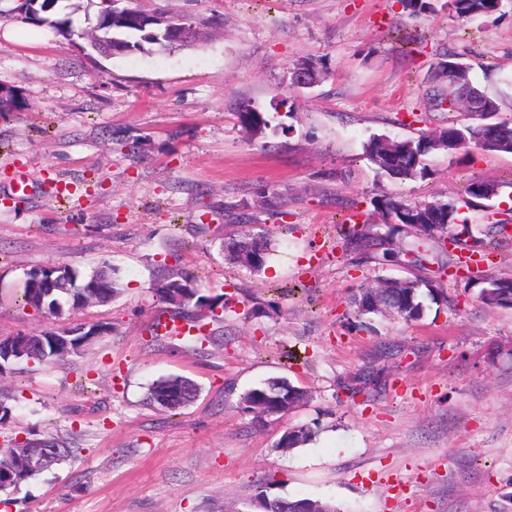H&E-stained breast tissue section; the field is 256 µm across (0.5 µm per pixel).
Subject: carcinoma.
<instances>
[{
    "label": "carcinoma",
    "mask_w": 512,
    "mask_h": 512,
    "mask_svg": "<svg viewBox=\"0 0 512 512\" xmlns=\"http://www.w3.org/2000/svg\"><path fill=\"white\" fill-rule=\"evenodd\" d=\"M402 7L409 15L420 17L431 10L430 0H400ZM449 12L459 18H475L496 13L503 7V0H448ZM166 21L176 22L181 19L191 27V34L185 39H169L162 32L142 29L125 24L123 21L103 23L97 33L103 40H123L128 42L133 51H146L145 45H157L164 49H176L186 46L196 39L198 31L204 29L205 21L185 16L159 15ZM35 26L47 25L56 31L71 37L76 27L73 26L71 14L67 13L62 18L50 19L41 16L31 21ZM434 79L439 82L438 89L433 94L434 104L443 106L459 104L472 93L486 95V92L474 87L469 80L468 71L460 73L445 72L436 68ZM493 104V123L498 127L496 138L505 144L502 151L512 153V118L500 116L501 108L496 99H491ZM237 118L241 126L252 136L263 134L269 126L263 114L255 110L251 104L243 103L239 106ZM445 140L454 138L460 149L452 150L469 151L482 143L486 138V132L480 125L458 124L452 122L448 126L439 129L434 134H422L416 138L404 140L391 139L383 135L372 136L364 145L367 158L382 172L393 179L410 180L426 175V167L423 157L434 150L433 137ZM374 211L380 214L384 223L396 222L406 227L412 226L414 230L428 233L424 228L426 224H442L444 228L437 232L441 236H452L457 245H465L467 241L461 238L460 230L468 232V226L456 225L458 219V207L453 201H439V207L432 208L421 201H412L399 196L383 195L371 201ZM336 234L343 240L346 247L353 250L368 251L375 243L372 238L360 233L354 224L336 225ZM270 255V244L262 234L249 231L243 232L237 238L224 243V260L232 266L244 267L253 273L260 272L266 265ZM427 290L432 299H448L443 290L432 285L428 280L415 276L411 279L377 278L372 283L359 285L349 298L351 306L356 313L364 314L363 305L370 294L387 302L386 309L400 315L407 322L421 319L423 304L420 301L421 290ZM118 281L113 277L112 270L101 269L84 281H79L78 273L63 265L53 266L51 269L40 268L27 273L24 283L23 297L26 305L39 313H50L61 318L69 312L68 305L74 294L86 293L87 302L90 304H105L114 299L119 293ZM153 291L158 301L166 305V312L172 319H179L188 323L196 335L187 337L191 342H201L206 339L204 329L208 321H218L222 310L228 306V300L221 298H209L199 294L195 287V276L186 271L169 270L162 274L154 284ZM512 288H495L493 293H486L482 288L478 292V298L486 305L494 307L504 306L503 297L511 296ZM199 388L189 378L173 375L161 378L151 384L148 392V400L151 404L168 410H176L194 402L198 396ZM308 398L307 390L291 384L284 377L271 378L262 386L252 388L241 396L245 407L257 414L268 413L270 415H284L299 406ZM310 430L306 427H296L287 431L277 444L279 448H296L308 440ZM61 448V451L53 456L44 467L62 460L68 455V449L60 447L59 442L50 436L43 438L31 436L22 441H14L9 449L8 456H13L18 448ZM257 498L265 499V512H283V506L310 504L317 512H339L335 506L319 500H287L285 498L268 499L263 493H258Z\"/></svg>",
    "instance_id": "cac0c4a2"
}]
</instances>
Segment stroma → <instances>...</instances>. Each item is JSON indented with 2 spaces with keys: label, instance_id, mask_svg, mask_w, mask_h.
<instances>
[{
  "label": "stroma",
  "instance_id": "stroma-1",
  "mask_svg": "<svg viewBox=\"0 0 512 512\" xmlns=\"http://www.w3.org/2000/svg\"><path fill=\"white\" fill-rule=\"evenodd\" d=\"M147 11L219 16L206 40L175 50L89 60L55 29L9 40L18 0H0V338L97 324L81 354L0 377L7 440L70 443L63 463L0 493V512H259L268 498L329 502L338 512H512V308L490 307L464 278L428 265L449 299L408 322L356 316L349 296L375 278L413 277L405 262H365L336 243L338 224L391 249L437 240L381 223L374 198L453 200L478 228L512 213L467 195L471 179L512 195V153L427 156L425 177L400 181L365 156L371 134L415 138L463 112L432 103L443 51L512 115V9L462 20L446 0L412 18L399 0H138ZM315 62L325 80L293 84ZM270 126L248 138L241 103ZM33 178L12 191L16 170ZM71 190L61 211L47 192ZM273 255L252 273L224 262L243 229ZM108 266L120 294L66 318L23 301L28 272ZM193 272L201 295H229L203 345L150 334L164 307L163 267ZM379 374L363 393L344 389ZM195 381L198 399L167 412L146 401L159 378ZM271 377L306 389L285 415L256 419L242 394ZM304 426L305 445L277 449Z\"/></svg>",
  "mask_w": 512,
  "mask_h": 512
}]
</instances>
